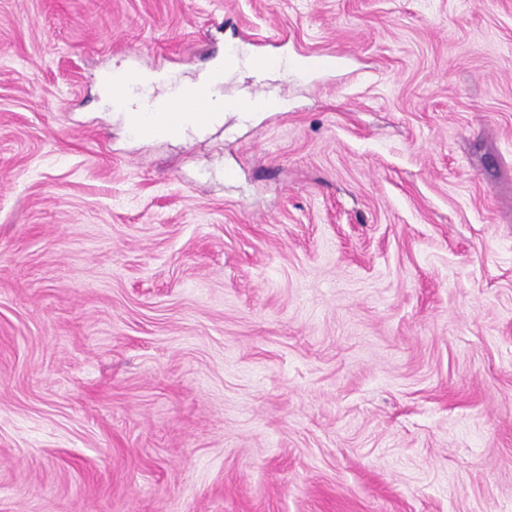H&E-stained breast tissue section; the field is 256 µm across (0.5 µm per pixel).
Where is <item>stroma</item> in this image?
<instances>
[{
    "instance_id": "35a3bbf8",
    "label": "stroma",
    "mask_w": 512,
    "mask_h": 512,
    "mask_svg": "<svg viewBox=\"0 0 512 512\" xmlns=\"http://www.w3.org/2000/svg\"><path fill=\"white\" fill-rule=\"evenodd\" d=\"M0 512H512V0H0ZM224 59L225 64L222 63L217 66L213 72H211L206 78L199 82V84L212 86L213 84L221 83L224 81V78L230 76L241 67L248 68L254 75L263 76L265 73L277 69L282 65L280 60L265 61L255 58L252 55L241 58L238 52H235L234 54V64L231 67H227L225 65L232 64V57L225 53ZM124 77L113 74L103 80V87L108 95H112V105L115 109L122 112H113L117 116H122L125 120L128 130L137 138L150 139L155 137H165L169 139L182 138L188 130L204 132L209 125L224 119V112L233 111L247 118L253 112H250L253 105L249 101L237 99H224V97H214L210 94L207 101L209 109L196 108L189 112V105L198 103L209 96L207 87L200 85H190L182 88L181 92L175 96L168 104L166 112H155L150 109L145 112H128L133 101L129 95L124 93ZM122 91L121 94L117 93ZM210 109L215 110L212 112ZM174 113L175 117L169 113ZM182 112V113H181ZM193 112L199 123L209 121V112L212 114V121L208 125H199L193 120ZM179 113H181L179 115ZM179 115V116H178Z\"/></svg>"
}]
</instances>
